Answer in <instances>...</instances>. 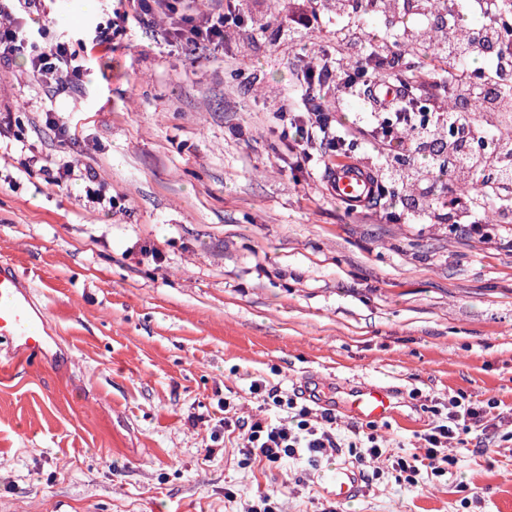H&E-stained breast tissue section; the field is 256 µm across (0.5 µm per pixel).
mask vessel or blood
Instances as JSON below:
<instances>
[{"instance_id":"b4317fda","label":"vessel or blood","mask_w":512,"mask_h":512,"mask_svg":"<svg viewBox=\"0 0 512 512\" xmlns=\"http://www.w3.org/2000/svg\"><path fill=\"white\" fill-rule=\"evenodd\" d=\"M329 194L350 210L365 207L374 198L376 185L362 166L347 161L330 169L326 179ZM46 314L33 301L31 285L15 268L0 263V344L14 348L18 364L41 362L46 352ZM343 407L349 417L377 423L396 416L399 403L391 387L365 383L346 390ZM326 490L336 501L350 500L357 491L352 469L339 465L325 479Z\"/></svg>"}]
</instances>
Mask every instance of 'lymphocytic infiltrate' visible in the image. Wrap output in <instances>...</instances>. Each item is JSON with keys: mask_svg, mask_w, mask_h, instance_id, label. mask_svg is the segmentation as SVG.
Instances as JSON below:
<instances>
[{"mask_svg": "<svg viewBox=\"0 0 512 512\" xmlns=\"http://www.w3.org/2000/svg\"><path fill=\"white\" fill-rule=\"evenodd\" d=\"M39 0H0V71L9 67L20 54L27 55L33 76L41 83L68 86L83 71V58L71 49L64 38L47 40L44 31H32L26 21ZM193 0H132L137 16H159L169 23L168 33L176 39L193 44H219L228 31L241 27L244 16L234 0H229L225 10L215 13L193 8ZM487 0H448L446 10L438 17L443 29L455 30L460 14L483 17L485 26L480 40L471 44L473 56L485 58L487 68L497 75L495 82L482 86L463 84L447 88L433 81L427 86L434 104L426 121H419L416 113L405 106V96L391 102H379L382 118L369 125L342 126L327 122L321 102L334 94L358 95L356 72L364 68L365 51L361 32L351 28L336 31V45L340 52L349 54L354 66L346 76L337 73L336 60L322 55L319 65L308 67L303 86L295 95L311 103L310 111L294 116L293 125L302 144L319 141L324 145L323 166H330L333 159L349 157L354 141L371 137L379 154L413 158L425 153L436 159L451 157L448 169L451 181L471 178L487 181L491 194L473 197L460 202L457 224L469 234L480 235L484 224L480 212L495 207L499 214L512 211V168L490 166L481 156L464 146L477 127L468 112L474 100L501 96L506 85L512 84L508 70L512 69V46L498 43L493 20L489 18ZM251 394L261 396L264 404L280 410L278 420L259 414L245 418L225 417V426L238 429V453L242 466L262 463L267 469H279L284 460L295 457L299 451L309 454L310 466H318L324 458L349 452L357 467L374 465L379 461L389 464L396 483L418 485L422 474L446 476L455 458L448 449L457 444L467 446L472 434L481 431L486 407L467 401L464 395L450 397L447 408L431 407V427L423 435L419 448L403 455H395L384 446L377 425L366 424L355 430L353 439H346L337 432L338 418L334 409L311 406L299 393H282L267 387L261 380L252 381Z\"/></svg>", "mask_w": 512, "mask_h": 512, "instance_id": "f902f5d3", "label": "lymphocytic infiltrate"}]
</instances>
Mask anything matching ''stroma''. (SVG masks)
Instances as JSON below:
<instances>
[{
    "label": "stroma",
    "instance_id": "obj_1",
    "mask_svg": "<svg viewBox=\"0 0 512 512\" xmlns=\"http://www.w3.org/2000/svg\"><path fill=\"white\" fill-rule=\"evenodd\" d=\"M118 6L30 14L86 45L76 84H41L23 56L0 75V262L33 282L50 344L0 371V512H243L272 491L285 512H322L332 460L241 467L222 418L260 412L254 379L323 400L395 386L396 452L419 445L431 401L497 399L488 447L456 449L449 478L384 472L340 510L512 512V229L468 237L448 208L397 223L390 200L351 212L328 195L288 92L335 51L334 17L285 37L289 0H243L250 22L219 47L172 42L158 17L95 43ZM62 154L119 208L52 184Z\"/></svg>",
    "mask_w": 512,
    "mask_h": 512
}]
</instances>
